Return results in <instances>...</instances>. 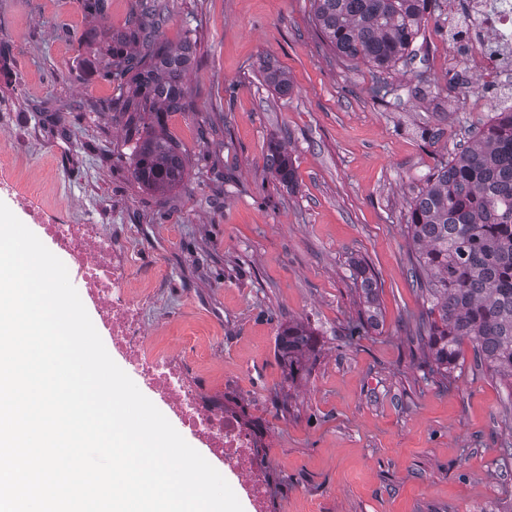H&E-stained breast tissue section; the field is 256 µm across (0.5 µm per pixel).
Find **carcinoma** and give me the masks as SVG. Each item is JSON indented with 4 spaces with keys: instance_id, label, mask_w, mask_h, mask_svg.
<instances>
[{
    "instance_id": "1",
    "label": "carcinoma",
    "mask_w": 512,
    "mask_h": 512,
    "mask_svg": "<svg viewBox=\"0 0 512 512\" xmlns=\"http://www.w3.org/2000/svg\"><path fill=\"white\" fill-rule=\"evenodd\" d=\"M433 0H313L314 21L337 57L369 64L381 78L373 89L383 99L392 92L384 75L407 61L409 49L428 21ZM83 13L104 26L109 0H78ZM169 17L162 0H136L126 26L97 45L98 31L79 34L94 47L91 65L116 85L108 109L127 117L137 135L131 153V177L148 192L184 185L185 159L180 145L163 130L170 112H192L194 100L185 76L193 43L172 46L158 39ZM273 91L286 95V73L266 75ZM267 165L279 183H294L296 172L282 142L268 145ZM407 233L414 253L412 276L426 299L415 337L426 349L429 375L448 377L471 345L476 366L512 381V103L490 120L467 129V140L442 159L409 204ZM367 317L348 327L360 336L376 326V287L366 268L358 267ZM319 339L305 323L280 328L276 355L285 380L309 375Z\"/></svg>"
}]
</instances>
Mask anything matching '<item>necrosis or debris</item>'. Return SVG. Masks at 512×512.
Wrapping results in <instances>:
<instances>
[{
  "instance_id": "4bbe7bcc",
  "label": "necrosis or debris",
  "mask_w": 512,
  "mask_h": 512,
  "mask_svg": "<svg viewBox=\"0 0 512 512\" xmlns=\"http://www.w3.org/2000/svg\"><path fill=\"white\" fill-rule=\"evenodd\" d=\"M474 54L466 69L486 82L512 73V0H465ZM34 190H16L14 199L55 250L67 260L81 300L95 308V328L105 330L111 346L155 395L167 414L205 446L235 477L252 512H267V483L256 466L254 450L265 430L244 426L239 412L188 385L182 363L153 351L142 303L132 295L123 262L128 243L103 236L97 225L70 224L33 206Z\"/></svg>"
}]
</instances>
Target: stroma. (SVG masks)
<instances>
[{
  "label": "stroma",
  "instance_id": "35a3bbf8",
  "mask_svg": "<svg viewBox=\"0 0 512 512\" xmlns=\"http://www.w3.org/2000/svg\"><path fill=\"white\" fill-rule=\"evenodd\" d=\"M167 2L159 39L196 41V109L164 118L184 186L149 193L132 180L130 132L107 109L113 85L85 63L77 35L91 23L77 0H0V175L40 185L50 216L113 238L138 226L129 284L151 345L263 424L268 512H512L501 455L512 386L480 371L468 345L447 387L424 379L405 227L437 161L512 88L476 73L449 87V36L432 20L381 101L371 67L324 44L310 0ZM266 64L288 75V95L265 83ZM273 138L288 145L293 186L268 170ZM359 263L381 316L351 337ZM291 321L320 339L311 374L293 384L275 356Z\"/></svg>",
  "mask_w": 512,
  "mask_h": 512
}]
</instances>
